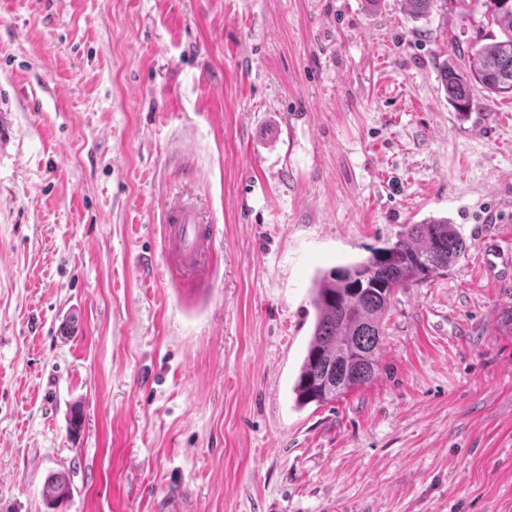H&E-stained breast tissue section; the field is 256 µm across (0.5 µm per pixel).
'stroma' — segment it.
Returning a JSON list of instances; mask_svg holds the SVG:
<instances>
[{"label": "stroma", "instance_id": "obj_1", "mask_svg": "<svg viewBox=\"0 0 512 512\" xmlns=\"http://www.w3.org/2000/svg\"><path fill=\"white\" fill-rule=\"evenodd\" d=\"M484 12L0 0V512H512V98L439 78ZM179 190L202 288L163 263ZM432 215L464 256L396 294L373 380L297 407L315 276ZM163 222L168 268L191 284L208 285L213 277L212 242L204 209L191 197L176 193L166 206ZM69 483L64 473L50 475L43 486L42 496L48 506L62 500L68 493Z\"/></svg>", "mask_w": 512, "mask_h": 512}]
</instances>
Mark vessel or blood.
I'll list each match as a JSON object with an SVG mask.
<instances>
[{
	"instance_id": "1",
	"label": "vessel or blood",
	"mask_w": 512,
	"mask_h": 512,
	"mask_svg": "<svg viewBox=\"0 0 512 512\" xmlns=\"http://www.w3.org/2000/svg\"><path fill=\"white\" fill-rule=\"evenodd\" d=\"M163 222L168 268L189 283L209 284L213 277L212 242L204 209L191 197L178 193L169 200Z\"/></svg>"
}]
</instances>
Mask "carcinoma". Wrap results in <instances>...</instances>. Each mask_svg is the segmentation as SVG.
I'll use <instances>...</instances> for the list:
<instances>
[{"instance_id":"carcinoma-1","label":"carcinoma","mask_w":512,"mask_h":512,"mask_svg":"<svg viewBox=\"0 0 512 512\" xmlns=\"http://www.w3.org/2000/svg\"><path fill=\"white\" fill-rule=\"evenodd\" d=\"M406 4L413 18L419 19L447 8L448 0H406ZM483 7L502 37L470 50L467 71L447 63L440 72L448 103L457 112L475 107L477 85L491 95L512 97V0H484ZM466 249L448 218L430 217L404 225L394 243L371 250L364 260L317 275L312 288L315 321L293 387L296 404L322 405L370 382L395 294L444 274ZM68 490L67 476L54 473L46 479L42 496L51 506Z\"/></svg>"}]
</instances>
